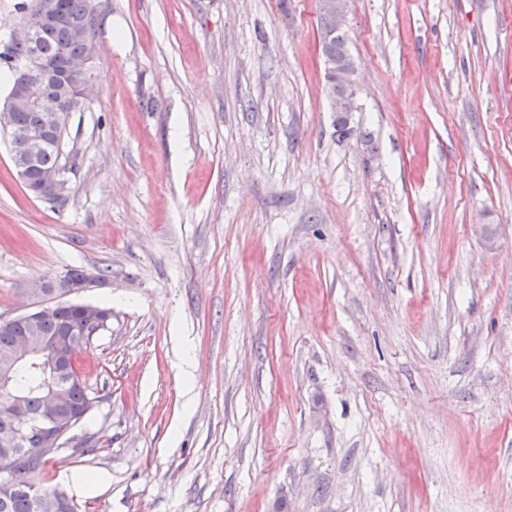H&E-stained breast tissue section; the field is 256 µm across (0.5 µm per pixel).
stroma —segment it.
Wrapping results in <instances>:
<instances>
[{
    "label": "stroma",
    "mask_w": 512,
    "mask_h": 512,
    "mask_svg": "<svg viewBox=\"0 0 512 512\" xmlns=\"http://www.w3.org/2000/svg\"><path fill=\"white\" fill-rule=\"evenodd\" d=\"M63 204L0 134V318L102 274L78 512H512V0H93ZM192 362L185 383L181 359ZM103 475L88 493L75 473ZM326 65L329 68L330 73H336V81L329 80L331 99L334 103V112H336V117L345 122L346 137H348L352 134V114L357 108L355 105V63L354 61H348L336 66L335 63L327 58ZM337 84L347 86L350 89V92L343 96L336 95V91L339 93L344 92V88L342 86H336ZM345 129L341 121L336 120V133L339 138H342L345 135Z\"/></svg>",
    "instance_id": "1"
}]
</instances>
